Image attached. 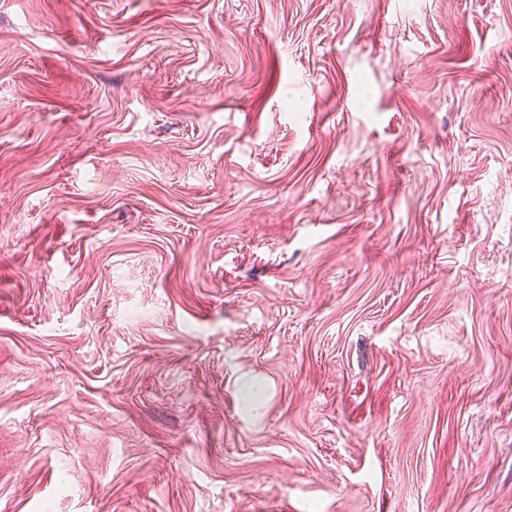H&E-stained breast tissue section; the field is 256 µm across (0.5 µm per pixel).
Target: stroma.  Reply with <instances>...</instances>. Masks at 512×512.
<instances>
[{"label": "stroma", "mask_w": 512, "mask_h": 512, "mask_svg": "<svg viewBox=\"0 0 512 512\" xmlns=\"http://www.w3.org/2000/svg\"><path fill=\"white\" fill-rule=\"evenodd\" d=\"M0 512H512V0H0Z\"/></svg>", "instance_id": "1"}]
</instances>
